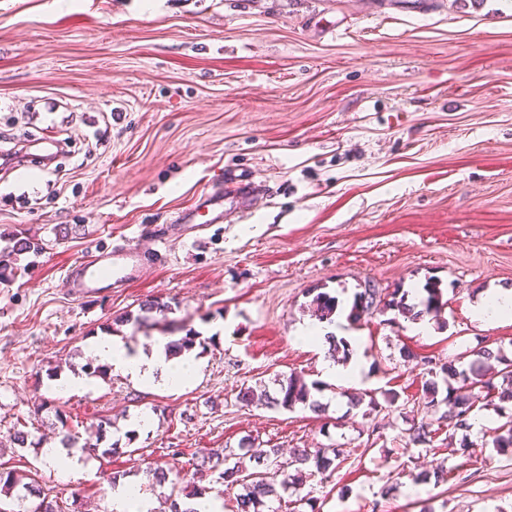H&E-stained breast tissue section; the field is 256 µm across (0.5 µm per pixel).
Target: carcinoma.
I'll return each instance as SVG.
<instances>
[{"label": "carcinoma", "instance_id": "carcinoma-1", "mask_svg": "<svg viewBox=\"0 0 512 512\" xmlns=\"http://www.w3.org/2000/svg\"><path fill=\"white\" fill-rule=\"evenodd\" d=\"M43 250V243L30 237L16 236L13 238V245L5 248L0 254V284L11 282L15 275L14 265L17 257L23 254H39ZM425 297L420 304H409L406 296L387 297L382 290L371 284H366L363 291L355 295L351 307L350 316L358 319L363 315L374 312L384 313L388 310L397 312V316L389 319L392 324L397 323V317L401 316L407 320L417 321L425 316H437L442 307L443 291L435 281H429L423 286ZM313 315L321 321L329 320L336 313L338 301L336 297L320 292L313 298ZM172 307L167 302L156 300L147 301L140 306V313L136 316L131 314L114 320V323L140 326L142 323L153 320V324L166 331L167 314ZM195 344V336L188 335L179 340H172L166 344V351L171 356L180 355L192 349ZM502 365L498 373L512 383V360H505L499 354L490 349H479L477 358L469 364L458 363L454 360L444 361L431 356L421 358L422 365L428 368L427 374L431 379L426 382V393L423 408L426 412L437 416V421L448 427V437H453L459 431L467 432L472 429V412L477 407L480 393L491 392L495 386L491 379L487 378V372L492 368V363ZM443 381H458L467 393L460 394L451 388L448 395L440 399L438 394L437 378ZM319 389V383L310 384L300 377L291 375L287 380L279 384V389L273 395L266 389L257 390L253 387H245L239 390L237 399L239 402L249 405L256 401L264 402L265 405L273 408L291 410L296 405L308 406L313 411L321 410V405L311 399V391ZM485 433L492 438L495 448L502 450L512 449V413L506 416V421L495 428L485 430ZM408 442L415 445H428L432 442V430L430 424L423 422L418 426L410 428ZM64 448H81L91 450L93 454L106 457L112 455L115 448H102L100 444L80 443V437L71 431H65L60 439ZM353 448H298L293 453L292 460L281 463L276 460L278 449L271 448L264 451L265 459L274 466L272 475L262 472L248 471L244 458L245 455L235 457L228 454L222 458L215 457V454L207 452L201 456L199 467L207 470L218 471V479L222 487L232 488L235 485L242 487L243 492L236 497L237 512H262L265 499L275 493L274 482H279L283 491L290 489L298 492L303 485L304 467L308 464L315 468V473L320 475L331 474L338 465L344 463L354 455ZM295 468V473H288L289 468ZM33 493L32 485L21 482V477L8 472H0V494L23 500Z\"/></svg>", "mask_w": 512, "mask_h": 512}]
</instances>
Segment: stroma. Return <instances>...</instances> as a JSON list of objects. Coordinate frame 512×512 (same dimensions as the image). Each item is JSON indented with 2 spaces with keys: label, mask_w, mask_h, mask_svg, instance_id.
I'll return each mask as SVG.
<instances>
[{
  "label": "stroma",
  "mask_w": 512,
  "mask_h": 512,
  "mask_svg": "<svg viewBox=\"0 0 512 512\" xmlns=\"http://www.w3.org/2000/svg\"><path fill=\"white\" fill-rule=\"evenodd\" d=\"M4 130L20 147L51 132L90 143L59 158L66 177L40 166L0 177V249L18 230L45 244L0 287V471L112 512L114 472L145 486L147 467L245 439L283 462L339 445L351 459L275 512H512V453L483 435L502 422L497 395L476 409L468 453L444 427L430 445L407 442L434 420L416 356L486 347L512 359V318L472 315L512 288V0H0ZM227 167L269 186L251 215L198 233L170 224ZM59 224L84 232L61 240ZM160 232L167 258L139 279L67 294L65 273L87 251H151ZM431 279L446 304L427 332L348 318L365 284L414 303ZM319 292L338 299L344 333L365 339L366 389L395 393L394 406L354 405L357 388L329 381L312 394L321 416L239 403L247 386L317 380L327 350L294 331ZM156 299L172 306L167 332L124 325L115 338L147 352L200 333L188 384L148 390L103 365L87 387L54 392L90 340ZM59 412L90 438L111 416L114 454H82L75 472L71 450L49 460L10 442L16 422L49 431ZM145 412L151 429L133 428Z\"/></svg>",
  "instance_id": "1"
}]
</instances>
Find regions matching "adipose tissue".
<instances>
[{
	"label": "adipose tissue",
	"mask_w": 512,
	"mask_h": 512,
	"mask_svg": "<svg viewBox=\"0 0 512 512\" xmlns=\"http://www.w3.org/2000/svg\"><path fill=\"white\" fill-rule=\"evenodd\" d=\"M90 348L97 360L110 367L112 373L128 378L143 387L158 385L177 388L187 382L196 370L191 355H183L173 361L165 353L164 346H157L151 353L129 352L112 338L103 337L91 343Z\"/></svg>",
	"instance_id": "ef3b65f1"
}]
</instances>
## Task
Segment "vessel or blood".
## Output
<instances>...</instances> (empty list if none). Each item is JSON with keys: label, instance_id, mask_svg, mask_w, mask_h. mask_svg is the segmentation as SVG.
<instances>
[{"label": "vessel or blood", "instance_id": "vessel-or-blood-1", "mask_svg": "<svg viewBox=\"0 0 512 512\" xmlns=\"http://www.w3.org/2000/svg\"><path fill=\"white\" fill-rule=\"evenodd\" d=\"M267 188L254 180L250 172L227 169L202 191V203L174 211L175 224H220L229 216L240 218L252 211L256 197ZM145 255L138 245L122 243L91 252L75 262L64 277V286L78 297H92L104 288L122 287L141 272Z\"/></svg>", "mask_w": 512, "mask_h": 512}]
</instances>
